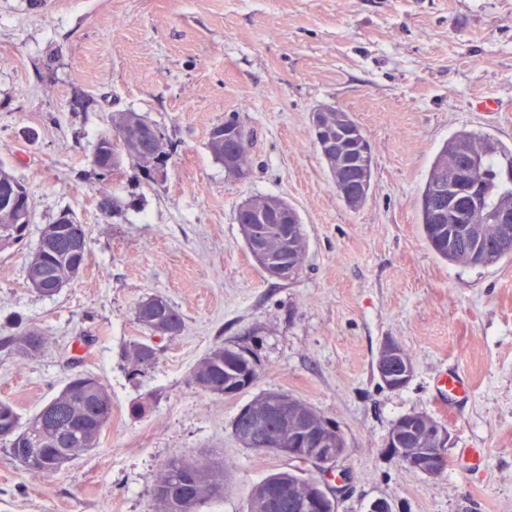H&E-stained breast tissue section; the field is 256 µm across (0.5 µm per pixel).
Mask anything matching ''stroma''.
Segmentation results:
<instances>
[{
    "label": "stroma",
    "instance_id": "stroma-1",
    "mask_svg": "<svg viewBox=\"0 0 512 512\" xmlns=\"http://www.w3.org/2000/svg\"><path fill=\"white\" fill-rule=\"evenodd\" d=\"M327 106L350 112L371 146V193L355 211L314 145L312 114ZM127 111L165 134L164 173L128 163L91 179L96 142ZM233 113L252 133L243 179L208 147ZM459 130L512 145V0H0V167L32 207L24 239L0 246V336L34 327L49 339L31 361L0 352V400L25 420L81 373L112 397L98 448L54 475L32 476L0 446V512H155L156 474L174 457L230 470L229 491L200 512H247L252 487L290 468L232 433L241 407L269 390L343 436L345 479L327 484L338 512L376 500L392 512H512V256L449 263L420 220L431 164ZM261 195L299 215L308 253L295 280L268 278L235 221ZM104 196L114 210H101ZM64 212L86 226L88 262L45 297L25 264ZM154 295L182 314L180 335L137 323ZM137 339L158 358L135 376L122 353ZM388 340L414 361L400 389L374 369ZM222 344L259 364L233 397L191 381ZM448 370L472 381L453 406L435 389ZM408 413L447 426L440 476L387 448Z\"/></svg>",
    "mask_w": 512,
    "mask_h": 512
}]
</instances>
